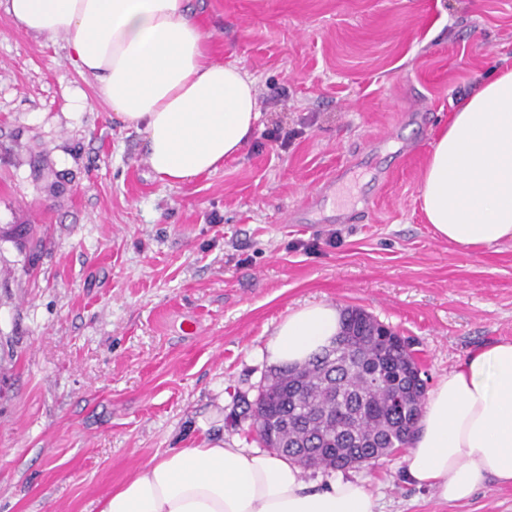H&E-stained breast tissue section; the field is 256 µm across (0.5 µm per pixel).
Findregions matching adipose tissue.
Returning <instances> with one entry per match:
<instances>
[{
  "instance_id": "adipose-tissue-1",
  "label": "adipose tissue",
  "mask_w": 512,
  "mask_h": 512,
  "mask_svg": "<svg viewBox=\"0 0 512 512\" xmlns=\"http://www.w3.org/2000/svg\"><path fill=\"white\" fill-rule=\"evenodd\" d=\"M21 31L65 39L95 95L143 136L154 174L189 182L240 154L259 118L254 81L212 61L189 0H0ZM420 198L436 233L461 247L512 242V68L460 101L433 145ZM328 303L282 320L270 363L301 365L331 344ZM404 477L445 502L490 478L512 482V341L480 348L430 392ZM100 512H378L360 481L310 485L286 457L217 440L172 448L101 502Z\"/></svg>"
}]
</instances>
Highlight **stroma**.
Wrapping results in <instances>:
<instances>
[{"label": "stroma", "instance_id": "obj_1", "mask_svg": "<svg viewBox=\"0 0 512 512\" xmlns=\"http://www.w3.org/2000/svg\"><path fill=\"white\" fill-rule=\"evenodd\" d=\"M197 21L261 115L239 156L171 185L64 41L0 11V229L26 227L0 237V512H99L167 449L259 448L266 346L305 305L392 328L430 389L512 341V242L450 244L420 205L456 103L512 64V0H201ZM343 165L354 221L289 223ZM402 459L345 476L381 512H512L511 483L448 503Z\"/></svg>", "mask_w": 512, "mask_h": 512}]
</instances>
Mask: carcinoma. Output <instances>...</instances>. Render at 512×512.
Here are the masks:
<instances>
[{
  "mask_svg": "<svg viewBox=\"0 0 512 512\" xmlns=\"http://www.w3.org/2000/svg\"><path fill=\"white\" fill-rule=\"evenodd\" d=\"M338 336L345 347L274 369L255 402L260 441L304 468L370 465L406 447L422 414L425 383L403 337L357 308Z\"/></svg>",
  "mask_w": 512,
  "mask_h": 512,
  "instance_id": "1",
  "label": "carcinoma"
}]
</instances>
